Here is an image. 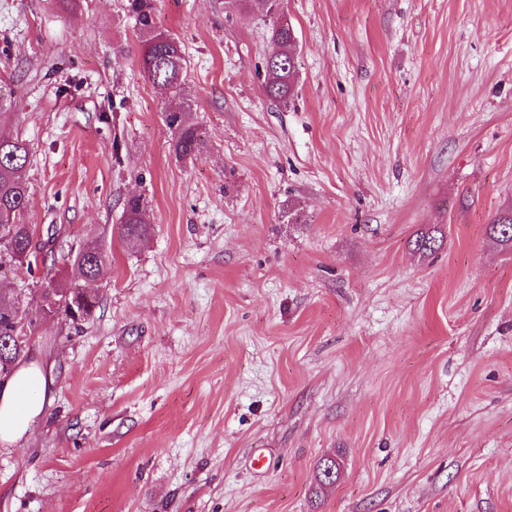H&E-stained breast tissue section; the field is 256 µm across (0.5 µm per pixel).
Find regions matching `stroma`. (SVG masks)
<instances>
[{
    "instance_id": "1",
    "label": "stroma",
    "mask_w": 512,
    "mask_h": 512,
    "mask_svg": "<svg viewBox=\"0 0 512 512\" xmlns=\"http://www.w3.org/2000/svg\"><path fill=\"white\" fill-rule=\"evenodd\" d=\"M283 6L285 106L261 0H155L180 100L128 0H0L24 221L110 256L93 316L30 343L40 413L0 438V512H512V251L486 233L512 210V0ZM143 45L141 65L146 77L160 88L180 94L187 60L181 42L160 31L155 20L154 0H128ZM268 43L264 90L270 99L287 104L297 90L298 55L296 32L285 14H278L270 24ZM177 114H170L165 121L171 133V149L179 159H193L197 157L204 149V139L199 127L190 123L185 116V112L176 110ZM152 230L149 211L141 197L129 198L124 204L120 225L122 236L128 241H138L147 238Z\"/></svg>"
}]
</instances>
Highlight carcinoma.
Returning <instances> with one entry per match:
<instances>
[{
  "instance_id": "carcinoma-1",
  "label": "carcinoma",
  "mask_w": 512,
  "mask_h": 512,
  "mask_svg": "<svg viewBox=\"0 0 512 512\" xmlns=\"http://www.w3.org/2000/svg\"><path fill=\"white\" fill-rule=\"evenodd\" d=\"M143 45L141 65L146 77L155 85L175 95L180 94L186 73L187 60L181 42L158 29L155 20L154 0H128ZM269 52L265 60L267 96L286 103L297 90L298 72L297 36L285 14L280 13L268 28ZM171 133V149L179 159H193L204 149L200 128L190 123L185 113L172 114L166 119ZM29 165V146L19 137L0 132V213L12 215V221L0 222V245L5 243L18 254L25 253L35 239V229L22 222L29 205V186L25 172ZM153 230L149 211L143 200L131 197L124 204L120 225L122 236L128 241L148 237ZM489 237L503 248H512V211L501 214L486 229ZM442 245V238L425 232L414 240V249L432 253ZM42 263L55 265L57 258L73 269L76 280L61 282L57 298L74 300L82 297L86 313L98 305L92 282L98 268L104 266L108 256L96 245L85 244L77 251L61 256L52 248ZM340 478V465L334 457L321 459L317 465V486H332Z\"/></svg>"
}]
</instances>
